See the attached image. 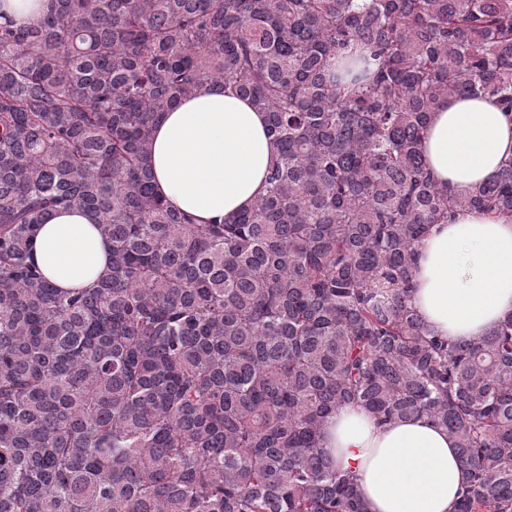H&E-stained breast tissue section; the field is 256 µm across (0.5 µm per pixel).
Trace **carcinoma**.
I'll return each mask as SVG.
<instances>
[{"label": "carcinoma", "mask_w": 512, "mask_h": 512, "mask_svg": "<svg viewBox=\"0 0 512 512\" xmlns=\"http://www.w3.org/2000/svg\"><path fill=\"white\" fill-rule=\"evenodd\" d=\"M230 82L278 158L250 209L154 192L159 115ZM512 114V0H46L0 22V512H367L321 448L354 404L426 417L454 512H512V316L453 342L415 249L460 210L512 222V161L466 197L421 151L450 97ZM112 242L89 291L31 261L48 210Z\"/></svg>", "instance_id": "carcinoma-1"}]
</instances>
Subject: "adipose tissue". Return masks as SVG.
<instances>
[{
    "label": "adipose tissue",
    "instance_id": "adipose-tissue-1",
    "mask_svg": "<svg viewBox=\"0 0 512 512\" xmlns=\"http://www.w3.org/2000/svg\"><path fill=\"white\" fill-rule=\"evenodd\" d=\"M433 177L458 197L512 159V118L490 97H452L433 112L423 144ZM277 152L266 116L230 84H207L163 113L153 131V183L174 207L206 223L261 196ZM111 243L95 217L57 209L42 224L34 260L63 289L93 287ZM413 303L452 340L490 335L512 314V224L468 211L431 225L415 256ZM324 447L352 473L369 512H453L465 472L446 429L425 417L378 423L356 406L328 420Z\"/></svg>",
    "mask_w": 512,
    "mask_h": 512
}]
</instances>
